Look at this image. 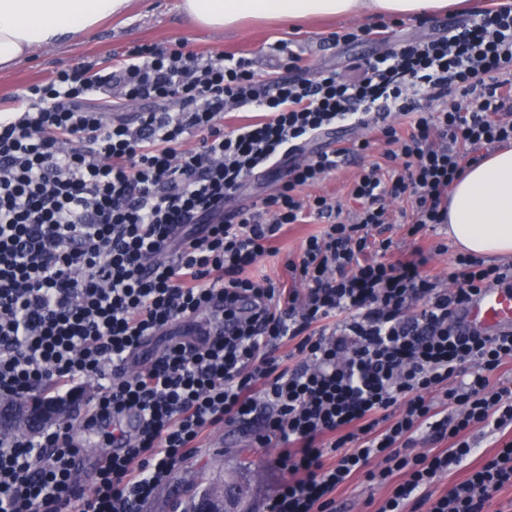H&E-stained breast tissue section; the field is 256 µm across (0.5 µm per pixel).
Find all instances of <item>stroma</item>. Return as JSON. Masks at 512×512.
<instances>
[{
  "label": "stroma",
  "mask_w": 512,
  "mask_h": 512,
  "mask_svg": "<svg viewBox=\"0 0 512 512\" xmlns=\"http://www.w3.org/2000/svg\"><path fill=\"white\" fill-rule=\"evenodd\" d=\"M179 0H138L134 8L121 17L101 24L86 40L65 43L57 48L36 51L32 57L7 72H0V110L9 111L18 103L23 89L31 83L45 81L62 70H79L92 66L100 70L112 65L128 50L141 45L163 46L181 38L190 49L210 56L224 52L250 58L260 79H308L320 68L345 71L355 60L384 55L388 46L374 38L335 44L331 37L346 30L364 29L358 20L319 19L305 22H250L235 32L193 30L186 26L178 9ZM286 41L303 58L299 70L279 67L272 50L277 41ZM321 224H291L277 242L276 255L264 257L256 266L257 275L273 279L286 278L285 265L298 259L305 240L319 233ZM394 239L399 250L420 244L424 248L426 267L440 278L452 272L457 250L445 227L425 229L412 240L403 230ZM258 425H226L204 438L197 451L186 458L173 476L162 484L144 508V512H183L190 494L187 478L204 487L225 475L243 472L249 475L253 494L247 512H263L267 497L288 478L277 462L276 448H261L256 443Z\"/></svg>",
  "instance_id": "stroma-1"
}]
</instances>
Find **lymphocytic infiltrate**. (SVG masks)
I'll return each instance as SVG.
<instances>
[{
    "label": "lymphocytic infiltrate",
    "instance_id": "lymphocytic-infiltrate-1",
    "mask_svg": "<svg viewBox=\"0 0 512 512\" xmlns=\"http://www.w3.org/2000/svg\"><path fill=\"white\" fill-rule=\"evenodd\" d=\"M378 33L389 53L347 74L273 82L181 39L142 46L106 74L30 85L24 109L0 114V396H87L68 421L0 438V512H140L231 424H259L258 445L281 447L289 478L264 512H336V490L357 475L385 489L376 512H488L512 487V333L461 324L512 264L457 255L447 288L420 251L391 259L389 235L447 223L448 194L479 151L512 144V6L428 39ZM112 86L152 108L106 119L88 100ZM244 111L253 120L225 125ZM338 127L364 135L306 153ZM378 145L381 161L350 186L353 212L304 196ZM262 169L275 190L225 213ZM310 217L325 226L288 262L289 282L251 277L283 227ZM216 306L232 333L170 342L129 370L150 337ZM130 409L141 429L80 485L74 428L115 442L107 423ZM476 430L495 453L437 493ZM420 433L445 448L411 453Z\"/></svg>",
    "mask_w": 512,
    "mask_h": 512
}]
</instances>
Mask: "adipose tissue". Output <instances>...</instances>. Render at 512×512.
I'll use <instances>...</instances> for the list:
<instances>
[{"mask_svg":"<svg viewBox=\"0 0 512 512\" xmlns=\"http://www.w3.org/2000/svg\"><path fill=\"white\" fill-rule=\"evenodd\" d=\"M464 0H180L191 26L214 32L253 20L424 19ZM134 0H0V72L35 51L78 41ZM448 234L459 252L512 255V147L472 163L448 197Z\"/></svg>","mask_w":512,"mask_h":512,"instance_id":"ef3b65f1","label":"adipose tissue"}]
</instances>
